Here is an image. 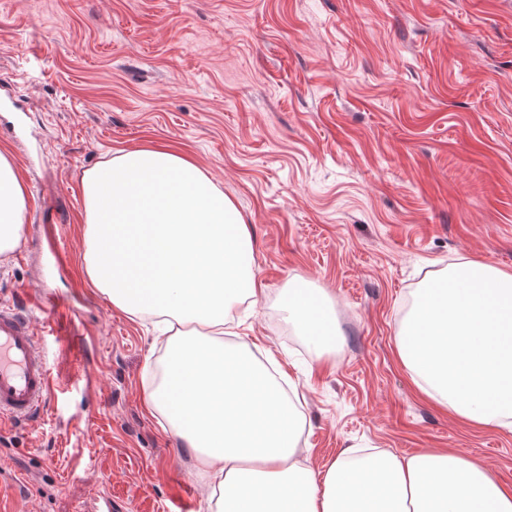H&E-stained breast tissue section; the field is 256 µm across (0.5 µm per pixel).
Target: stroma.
I'll list each match as a JSON object with an SVG mask.
<instances>
[{
    "label": "stroma",
    "mask_w": 512,
    "mask_h": 512,
    "mask_svg": "<svg viewBox=\"0 0 512 512\" xmlns=\"http://www.w3.org/2000/svg\"><path fill=\"white\" fill-rule=\"evenodd\" d=\"M170 144L244 216L265 294L239 344L295 386L315 473L344 450L451 449L512 489V427L424 399L396 330L450 264L512 272V0H0V151L28 194L0 303L53 365L39 418L0 424V512H211L189 449L145 406L164 345L84 271L82 178ZM59 235L68 265L50 253ZM332 301L319 355L289 281Z\"/></svg>",
    "instance_id": "1"
}]
</instances>
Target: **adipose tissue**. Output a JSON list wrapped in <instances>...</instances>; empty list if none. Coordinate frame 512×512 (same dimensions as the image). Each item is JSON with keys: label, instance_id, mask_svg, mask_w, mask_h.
Returning a JSON list of instances; mask_svg holds the SVG:
<instances>
[{"label": "adipose tissue", "instance_id": "adipose-tissue-1", "mask_svg": "<svg viewBox=\"0 0 512 512\" xmlns=\"http://www.w3.org/2000/svg\"><path fill=\"white\" fill-rule=\"evenodd\" d=\"M84 270L113 307L163 318L169 335L149 410L194 453L218 512H512V490L448 450L342 455L322 476L298 458L301 424L277 381L259 387L254 354L227 346L232 310L261 292L249 227L194 160L149 145L82 180ZM27 190L0 151V256L20 245ZM288 319L317 349L338 335L328 300L292 282ZM398 354L421 392L458 418L512 425V272L449 266L414 295Z\"/></svg>", "mask_w": 512, "mask_h": 512}]
</instances>
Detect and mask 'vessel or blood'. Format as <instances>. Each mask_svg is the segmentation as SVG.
<instances>
[{
	"instance_id": "obj_1",
	"label": "vessel or blood",
	"mask_w": 512,
	"mask_h": 512,
	"mask_svg": "<svg viewBox=\"0 0 512 512\" xmlns=\"http://www.w3.org/2000/svg\"><path fill=\"white\" fill-rule=\"evenodd\" d=\"M52 368L31 318L0 304V420L23 424L46 407Z\"/></svg>"
}]
</instances>
